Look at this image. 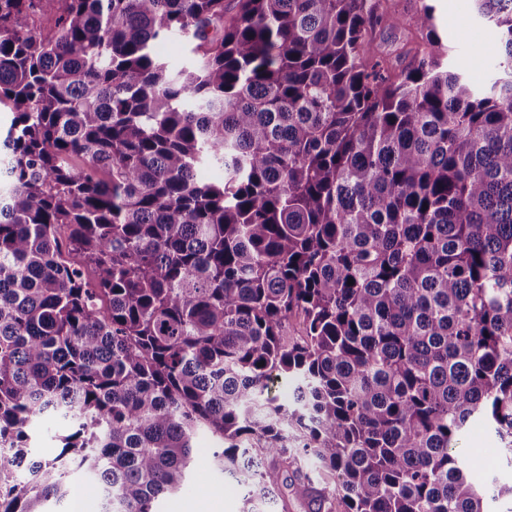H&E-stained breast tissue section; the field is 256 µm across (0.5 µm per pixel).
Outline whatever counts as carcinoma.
<instances>
[{"label": "carcinoma", "instance_id": "1", "mask_svg": "<svg viewBox=\"0 0 512 512\" xmlns=\"http://www.w3.org/2000/svg\"><path fill=\"white\" fill-rule=\"evenodd\" d=\"M473 2L483 88L426 0H0V512L76 471L155 512L201 431L244 512H512L457 447L512 464V0ZM67 425L62 421L49 418H34L29 426L32 436V453L40 459H51L58 453V436L64 434ZM459 447L472 448L468 465L475 475L485 476L489 473L493 448H498V442L484 425L473 423L459 441Z\"/></svg>", "mask_w": 512, "mask_h": 512}]
</instances>
